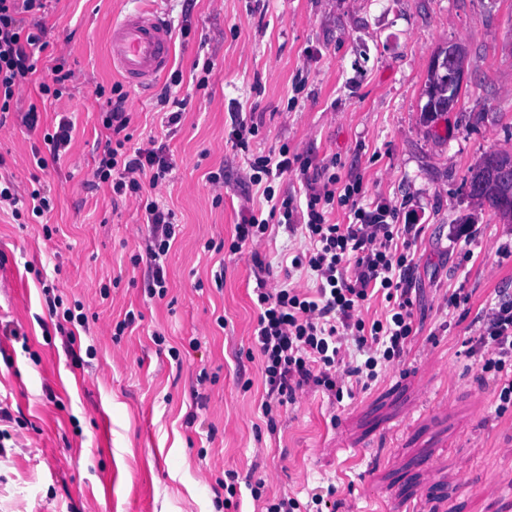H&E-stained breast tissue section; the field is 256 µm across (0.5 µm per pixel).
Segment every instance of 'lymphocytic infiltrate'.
<instances>
[{
    "mask_svg": "<svg viewBox=\"0 0 512 512\" xmlns=\"http://www.w3.org/2000/svg\"><path fill=\"white\" fill-rule=\"evenodd\" d=\"M47 2L0 0V112H19L21 125L31 131L38 125V108L32 104L19 111V92L34 82L42 98L57 99L74 79L73 71L61 64L47 79L35 78L38 68L31 50L48 46L46 28L36 16L46 10ZM124 101V94H117L102 115L107 135L86 184L108 189L113 199L134 202L143 210L145 225L134 232V262L142 267L147 297L161 298L167 292L165 260L177 224L174 211L144 190L166 183L171 164L165 144L157 138L132 146ZM249 168V182L259 188L269 209L261 211L252 197H244L229 251L248 254L253 265L258 310L254 343L264 386L261 411L273 433L281 408L295 403L298 395L321 389L339 399L349 384L375 379L380 367L400 362L418 328L412 261L398 243L417 238L422 226L418 216L402 212L387 199L362 205L360 179L310 172L304 155L288 147L254 158ZM294 171L301 175L302 195L276 191V182ZM29 198L22 203L11 181L0 182V209L10 210L13 218L27 215L37 220L50 212L45 192L32 190ZM335 204L347 208V223L330 221L328 208ZM274 224L305 239L303 250L291 260L299 278L277 279L262 252ZM42 292L49 315L59 320L58 332L67 343H75L89 328L84 302L65 304L49 285ZM378 294L388 310L383 317L365 321L357 311ZM482 326L470 353L481 372L496 382L498 410L503 413L512 406V297L486 307Z\"/></svg>",
    "mask_w": 512,
    "mask_h": 512,
    "instance_id": "1",
    "label": "lymphocytic infiltrate"
}]
</instances>
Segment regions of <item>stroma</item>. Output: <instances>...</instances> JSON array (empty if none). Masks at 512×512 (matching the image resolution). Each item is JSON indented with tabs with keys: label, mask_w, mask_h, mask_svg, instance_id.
I'll use <instances>...</instances> for the list:
<instances>
[{
	"label": "stroma",
	"mask_w": 512,
	"mask_h": 512,
	"mask_svg": "<svg viewBox=\"0 0 512 512\" xmlns=\"http://www.w3.org/2000/svg\"><path fill=\"white\" fill-rule=\"evenodd\" d=\"M141 2L50 0L38 69L62 62L75 78L45 105L35 86L20 91L21 108L38 106L36 131L12 112L0 129V176L19 196L38 187L54 201L40 225L0 215V404L23 425L0 453V512H216L229 473L238 477L229 512H255L251 485L264 475L269 498L303 501L333 487L324 512H512V408L497 413L495 387L468 354L482 309L512 295V255L497 251L512 241V223L471 199L468 184L485 153L512 145V0H154L175 34L173 57L138 89L113 70L108 42L113 23ZM453 43L466 49L462 95L429 120L428 70ZM207 60L214 69L200 89L195 66ZM177 71L182 81L170 86ZM116 84L134 141L163 137L173 165L158 195L179 224L162 298L145 296L132 264L129 230L143 211L84 186ZM165 90L185 103L167 134ZM239 109L259 125L245 152L227 141ZM62 112L75 125L70 150L37 169L32 153L45 151ZM284 144L313 166L360 178L365 202L385 198L421 215L412 277L423 327L401 363L353 398L313 391L283 408L272 434L260 411L252 263L226 245L249 190V159ZM218 169L217 202L206 177ZM46 224L59 229L53 240L43 238ZM458 224L476 232L453 248ZM46 283L65 303L83 300L99 323L130 311L136 321L118 340L90 327L65 351L41 295ZM456 291L465 301L453 308L445 298ZM447 364L456 379L442 375ZM105 367L111 378L95 382ZM428 392L452 395V406L416 409ZM474 445L481 453L463 486L460 456ZM61 454L74 459L65 475L54 467Z\"/></svg>",
	"instance_id": "1"
}]
</instances>
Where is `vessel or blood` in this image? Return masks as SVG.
I'll use <instances>...</instances> for the list:
<instances>
[{
    "instance_id": "b4317fda",
    "label": "vessel or blood",
    "mask_w": 512,
    "mask_h": 512,
    "mask_svg": "<svg viewBox=\"0 0 512 512\" xmlns=\"http://www.w3.org/2000/svg\"><path fill=\"white\" fill-rule=\"evenodd\" d=\"M108 52L113 69L129 84L143 88L168 68L173 34L153 8L143 7L113 25Z\"/></svg>"
}]
</instances>
